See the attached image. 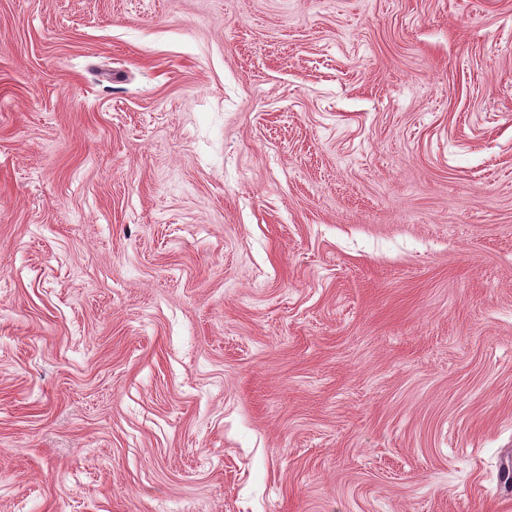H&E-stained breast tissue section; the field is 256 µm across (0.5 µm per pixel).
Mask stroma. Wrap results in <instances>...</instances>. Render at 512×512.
<instances>
[{"instance_id": "35a3bbf8", "label": "stroma", "mask_w": 512, "mask_h": 512, "mask_svg": "<svg viewBox=\"0 0 512 512\" xmlns=\"http://www.w3.org/2000/svg\"><path fill=\"white\" fill-rule=\"evenodd\" d=\"M512 0H0V512H512Z\"/></svg>"}]
</instances>
